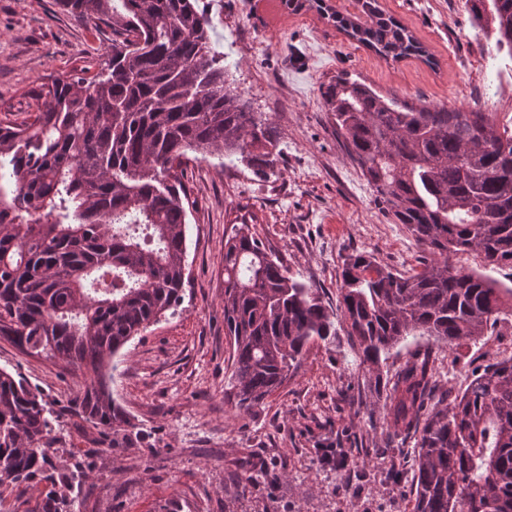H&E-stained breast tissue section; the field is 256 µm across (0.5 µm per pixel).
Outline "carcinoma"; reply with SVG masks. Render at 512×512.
Here are the masks:
<instances>
[{
    "label": "carcinoma",
    "mask_w": 512,
    "mask_h": 512,
    "mask_svg": "<svg viewBox=\"0 0 512 512\" xmlns=\"http://www.w3.org/2000/svg\"><path fill=\"white\" fill-rule=\"evenodd\" d=\"M93 25L121 29L92 76L49 74L36 111L0 119V339L81 372L82 419L129 436L106 368L132 338L183 300L189 197L184 167L222 152L258 176L275 161L268 119L229 91L199 0H54ZM336 27L385 59L428 52L379 0ZM512 54V0H464ZM323 97L349 156L385 212L428 257L400 272L371 255L341 273L340 322L360 364L381 381V357L410 336L452 349L512 315L502 288L449 263L475 251L512 264V113L398 107L341 71ZM224 333L231 396L250 412L288 379L311 343L336 335L318 290L294 278L262 241L232 227L224 242ZM426 352L395 375L384 407L395 435L419 434L414 512H512V359L434 400ZM38 390L0 369V489L51 484L37 512H75L72 469L51 437Z\"/></svg>",
    "instance_id": "1"
}]
</instances>
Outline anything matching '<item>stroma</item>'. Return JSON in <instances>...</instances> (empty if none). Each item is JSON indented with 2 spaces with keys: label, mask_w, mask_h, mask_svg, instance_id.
Here are the masks:
<instances>
[{
  "label": "stroma",
  "mask_w": 512,
  "mask_h": 512,
  "mask_svg": "<svg viewBox=\"0 0 512 512\" xmlns=\"http://www.w3.org/2000/svg\"><path fill=\"white\" fill-rule=\"evenodd\" d=\"M226 85L277 137L263 178L223 156L190 163L195 207L187 226L183 302L114 358L110 388L141 439L113 443L83 420L73 399L84 382L58 359L25 355L0 339V369L36 388L59 412V447L90 462L76 512H413L416 436H396L345 332L312 344L288 380L252 412L229 399L232 347L224 334V229L247 224L296 279L337 307L345 258L371 253L404 271L425 255L408 229L380 209L346 154L323 88L339 71L414 108L512 110V56L492 27H477L462 0H379L426 47L430 61L393 62L358 44L314 0H203ZM112 30L59 11L54 0H0V119L33 111L29 90L50 73L98 69ZM512 320L454 350L411 336L383 370L437 353L435 392L460 393L497 361ZM252 486H244L245 476Z\"/></svg>",
  "instance_id": "1"
}]
</instances>
